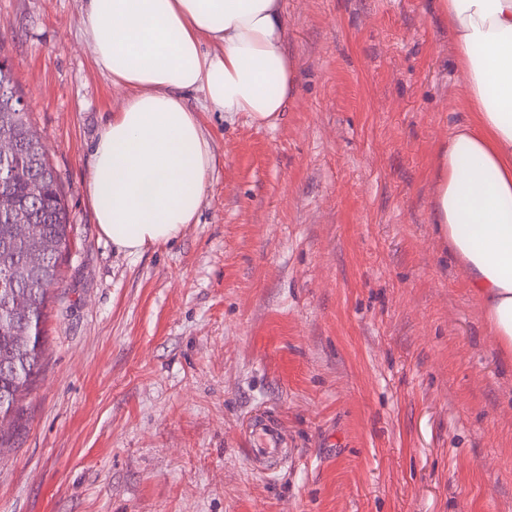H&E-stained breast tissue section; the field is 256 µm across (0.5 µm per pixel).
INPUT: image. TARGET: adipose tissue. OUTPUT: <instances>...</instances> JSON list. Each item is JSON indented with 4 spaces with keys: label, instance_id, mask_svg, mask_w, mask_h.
<instances>
[{
    "label": "adipose tissue",
    "instance_id": "adipose-tissue-1",
    "mask_svg": "<svg viewBox=\"0 0 512 512\" xmlns=\"http://www.w3.org/2000/svg\"><path fill=\"white\" fill-rule=\"evenodd\" d=\"M94 63L126 92L92 145L102 236L130 255L196 221L212 144L186 100L279 121L295 88L283 0H84ZM466 76L468 120L439 148L432 221L512 361V0H439Z\"/></svg>",
    "mask_w": 512,
    "mask_h": 512
}]
</instances>
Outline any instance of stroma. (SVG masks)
<instances>
[{
    "mask_svg": "<svg viewBox=\"0 0 512 512\" xmlns=\"http://www.w3.org/2000/svg\"><path fill=\"white\" fill-rule=\"evenodd\" d=\"M275 127L200 112L195 223L117 251L87 192L124 98L82 0H0V55L74 230L45 355L0 450V512H512V363L431 218L469 117L435 0H284ZM281 429L254 468L251 417ZM253 429L260 435L263 448L249 449L251 461L261 464L265 470L277 469L288 458V448H281L283 446L281 432L269 419H261L252 424Z\"/></svg>",
    "mask_w": 512,
    "mask_h": 512,
    "instance_id": "35a3bbf8",
    "label": "stroma"
}]
</instances>
